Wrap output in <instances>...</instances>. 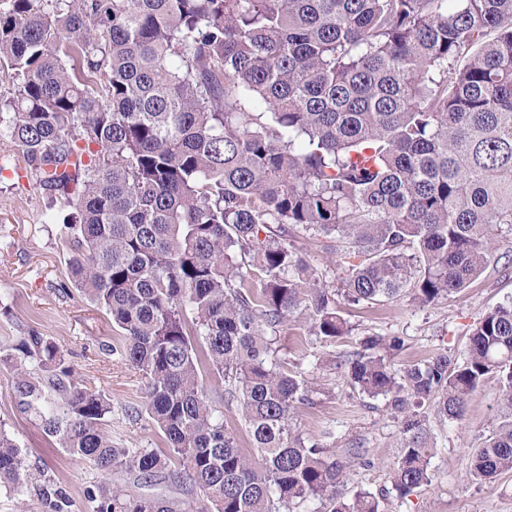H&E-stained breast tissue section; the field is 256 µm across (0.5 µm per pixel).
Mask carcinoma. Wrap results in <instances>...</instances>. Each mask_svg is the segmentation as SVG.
<instances>
[{"label": "carcinoma", "mask_w": 512, "mask_h": 512, "mask_svg": "<svg viewBox=\"0 0 512 512\" xmlns=\"http://www.w3.org/2000/svg\"><path fill=\"white\" fill-rule=\"evenodd\" d=\"M0 74L15 86L0 135L75 209L69 277L122 331L169 448L112 444L110 401L73 381L55 343L19 337L18 404L108 478L91 512H380L370 492L344 497L354 449L293 427L316 389L277 332L335 343L351 332L343 301L409 288L428 306L487 268L512 227V0H8ZM299 232L336 240L338 287L298 256ZM402 346L369 334L338 356L353 389L402 415L399 495L432 480L424 405L459 419L494 375L501 420L471 475L511 472L512 301L475 324L462 359L442 351L399 379L383 351ZM119 470L166 471L201 500L128 493ZM0 483L68 512L1 427ZM224 425L229 431L237 434L242 448L249 449V437L244 422L240 416L239 406L236 401L232 403L224 396Z\"/></svg>", "instance_id": "1"}]
</instances>
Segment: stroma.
Returning a JSON list of instances; mask_svg holds the SVG:
<instances>
[{
  "label": "stroma",
  "mask_w": 512,
  "mask_h": 512,
  "mask_svg": "<svg viewBox=\"0 0 512 512\" xmlns=\"http://www.w3.org/2000/svg\"><path fill=\"white\" fill-rule=\"evenodd\" d=\"M22 149L0 136V426L23 449L30 466L44 468L70 501V512H88L86 493L105 478L46 435L37 418L22 412L14 398L15 366L4 354L19 337L35 332L52 338L73 369L75 382L104 394L112 404L105 430L120 448L166 452L164 436L148 415L133 416L142 405L143 379L120 356L122 333L104 310L78 290L62 295L73 255L66 227L68 210L50 205L35 177L25 170ZM512 300V231L504 230L488 269L462 293L426 307L411 291L378 304L343 305L351 334L346 341L320 343L296 326L280 333L278 345L289 362L301 364L306 378L321 388L315 406L301 410L293 425L309 440L332 431L339 446L358 444L344 489L374 494L382 512H512V472L489 483L470 474L476 450L499 421L500 382L491 377L470 398L459 420L429 412L431 483L402 497L392 486L399 459L401 421L388 399L352 389L336 366L346 345L375 333L400 337L404 345L390 363L396 374L444 349H467L472 325L485 312ZM326 359L313 368L314 356Z\"/></svg>",
  "instance_id": "stroma-1"
}]
</instances>
